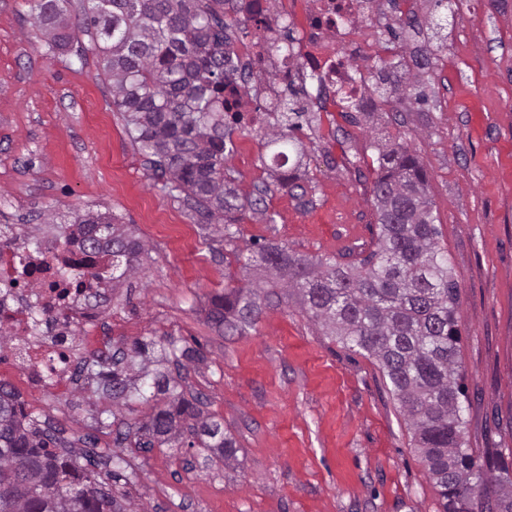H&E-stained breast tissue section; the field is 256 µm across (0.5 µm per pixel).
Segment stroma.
<instances>
[{
	"instance_id": "35a3bbf8",
	"label": "stroma",
	"mask_w": 512,
	"mask_h": 512,
	"mask_svg": "<svg viewBox=\"0 0 512 512\" xmlns=\"http://www.w3.org/2000/svg\"><path fill=\"white\" fill-rule=\"evenodd\" d=\"M373 8L365 37L379 53L359 66L387 136L416 151L427 174L459 290L465 438L481 451L512 448V0H448L439 40L428 0H414L420 31L405 40L387 32L400 23L387 0ZM425 56L427 104L384 92L377 59L409 60L412 80ZM296 136L306 148L297 187L262 195L273 150L254 128L236 127L226 165L266 210H245L231 238L203 229L133 145L88 36L50 47L28 0H0V224L60 234L75 212L93 208L129 225L144 261L116 288L105 331L116 348L172 341L199 350L184 392L201 396L239 446L228 466L205 463V450L185 443L136 447L131 432L164 398L115 400L90 379L65 397H27L26 412L57 428L74 455L93 438L97 471L123 512H440L374 359L324 336L292 302L267 306L245 336L207 320L214 295L243 285L238 257L256 240L310 258L360 259L373 249L371 120L319 112ZM98 415L109 428H97Z\"/></svg>"
}]
</instances>
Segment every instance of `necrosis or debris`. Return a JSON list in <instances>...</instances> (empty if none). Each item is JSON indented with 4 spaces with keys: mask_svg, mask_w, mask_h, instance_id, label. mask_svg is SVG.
<instances>
[{
    "mask_svg": "<svg viewBox=\"0 0 512 512\" xmlns=\"http://www.w3.org/2000/svg\"><path fill=\"white\" fill-rule=\"evenodd\" d=\"M365 4L366 0H288L286 7L276 8L271 0H226L225 9L252 19L282 43L272 55L263 41L247 44L241 61L245 78L224 92L241 124L261 125L269 112V104L256 103L247 93L245 82L270 70L287 79L303 69L314 72L317 87L306 100L319 111L369 110L367 80L357 66L358 59L370 52L364 28L372 12ZM12 238L9 232L0 236V284H9L21 263L27 265L29 276L0 305V326L13 337L0 352V361L7 363L9 374L27 394L53 391L63 396L78 376L71 325L99 318L100 300L86 298L85 293L97 287L96 274L108 266L109 258L80 248L65 235L48 238L39 249L22 254L12 246ZM32 302L42 309L36 325L27 311Z\"/></svg>",
    "mask_w": 512,
    "mask_h": 512,
    "instance_id": "4bbe7bcc",
    "label": "necrosis or debris"
}]
</instances>
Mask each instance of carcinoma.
Wrapping results in <instances>:
<instances>
[{
    "label": "carcinoma",
    "mask_w": 512,
    "mask_h": 512,
    "mask_svg": "<svg viewBox=\"0 0 512 512\" xmlns=\"http://www.w3.org/2000/svg\"><path fill=\"white\" fill-rule=\"evenodd\" d=\"M70 0H36L35 23L58 48L71 32L89 35L100 75L112 86V105L123 113L138 150L164 178L163 189L184 195L205 223L224 225L231 238L235 214L262 199L238 191L224 168L233 129L224 122V89L237 79L229 29L216 7L224 0H81L72 17ZM401 62L382 59L378 78L401 84ZM304 113L283 102L270 113L265 145H280L283 162L272 168L276 186L297 176L288 164V143L302 156L303 143L290 136ZM379 174L371 187L378 214L375 250L362 259L309 258L268 241L257 247L243 272L246 279L211 300L209 321L226 336H246L271 299L296 297L302 311L327 336L378 363L390 393L427 462L443 512H512V448L482 459L467 447L463 375L459 364L458 288L432 214L426 175L409 147L381 144ZM82 245L112 256V281L135 273L142 246L113 218L87 210L74 217ZM174 342L149 352L138 343L131 353L97 373L112 397L147 399L132 372L153 363V387L166 406L138 428L140 446L176 444L189 435L226 461L237 453L234 436L203 415L200 398L176 392L163 370L176 354ZM66 444L38 427L11 391L0 386V512H118L104 480L63 451Z\"/></svg>",
    "instance_id": "cac0c4a2"
}]
</instances>
